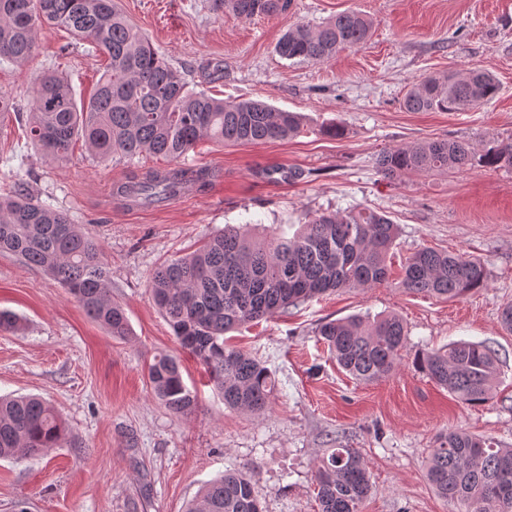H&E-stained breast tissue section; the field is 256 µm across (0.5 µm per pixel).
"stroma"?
<instances>
[{
	"label": "stroma",
	"instance_id": "obj_1",
	"mask_svg": "<svg viewBox=\"0 0 512 512\" xmlns=\"http://www.w3.org/2000/svg\"><path fill=\"white\" fill-rule=\"evenodd\" d=\"M119 10L190 88L235 101L251 98L301 113L298 136L262 144L209 141L180 158L205 168L209 188L157 208H129L112 187L133 170L163 169L142 155L105 161L74 142L61 163L36 154L26 129L0 125V195L14 181L33 199L80 225L102 247L112 298L130 324L112 337L40 268L0 252V309L21 319L0 331V395L41 396L62 419L59 447L0 459V512L27 501L31 512H184L207 482L229 468L252 469L264 512H319L314 475L334 448H356L372 490L362 512H456L425 476L437 437L462 430L512 448V333L501 305L512 300V167L481 163L447 173L385 178L381 152L418 142H468L475 155L512 141V0H294L284 15L240 19L210 11L207 0H115ZM356 10L373 21L371 38L320 63L275 52L298 24L318 26ZM23 65L0 58V91L29 111L37 77L62 72L89 97L105 62L52 27ZM223 76L209 79L212 66ZM479 69L498 94L462 112H409L405 94L425 76ZM335 123L332 138L321 126ZM370 208L398 226L387 284L341 289L230 333L228 342L264 361L277 380L267 411L232 410L202 365L176 340L154 305L149 281L163 262L190 253L231 224L294 234L315 214ZM432 247L479 259L484 288L455 300L400 288L401 263ZM397 313L408 341L387 379L359 383L343 372L315 329L352 315ZM453 341L491 346L502 363L493 398L457 401L413 366L415 355ZM178 356L198 405L187 415L153 396L147 368L155 355Z\"/></svg>",
	"mask_w": 512,
	"mask_h": 512
}]
</instances>
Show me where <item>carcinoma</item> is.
I'll return each instance as SVG.
<instances>
[{
	"label": "carcinoma",
	"instance_id": "carcinoma-1",
	"mask_svg": "<svg viewBox=\"0 0 512 512\" xmlns=\"http://www.w3.org/2000/svg\"><path fill=\"white\" fill-rule=\"evenodd\" d=\"M292 5L293 0H210L216 14L243 19L286 14ZM45 25L88 43L107 64L87 100H76L55 71L39 77L26 114L0 92V118L15 115L40 155L67 162L71 144L81 139L103 161L144 153L176 160L204 140L223 146L260 144L301 132L295 112L252 99L225 102L188 89L114 0H0V57L28 62ZM372 27L363 13L344 11L314 28L299 24L287 30L275 52L293 62L325 61L343 48L364 44ZM498 92V82L485 71L450 72L424 78L402 105L408 112H459ZM473 161L468 143L443 139L391 149L378 164L384 175L397 178L447 172ZM481 162L489 168L512 167V142L488 148ZM208 178L203 169H151L130 176L113 192L130 206L148 208L186 189L202 190ZM397 235V225L377 211L322 213L290 238L249 237L227 225L197 252L160 265L152 274L150 294L181 346L203 365L224 405L261 415L275 375L251 355L226 346L224 334L329 292L385 283ZM0 251L45 271L112 336L130 335L125 310L110 295L98 243L66 215L34 201L23 182L12 186V195L0 196ZM402 271V288L448 300L466 297L486 281L480 260L433 248L406 258ZM316 336L346 374L366 383L391 376L407 342L404 323L395 314L323 322ZM414 367L468 405L488 402L500 374L495 350L466 341L421 352ZM148 380L155 399L169 411L188 414L195 408L196 396L185 385L177 358L156 356ZM62 438L61 421L41 398H0V458L36 455ZM426 476L456 512H512V448L448 431L437 438ZM314 482L320 512H361L371 491L368 465L355 448L333 449L321 460ZM185 512H262V506L252 476L230 469L205 486Z\"/></svg>",
	"mask_w": 512,
	"mask_h": 512
}]
</instances>
